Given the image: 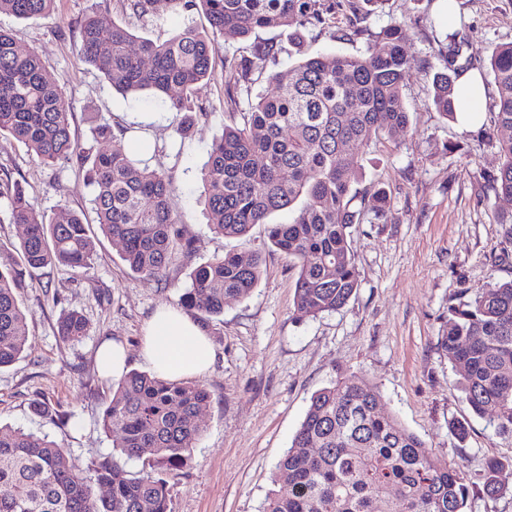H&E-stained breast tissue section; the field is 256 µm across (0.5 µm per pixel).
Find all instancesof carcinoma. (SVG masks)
Returning a JSON list of instances; mask_svg holds the SVG:
<instances>
[{
  "label": "carcinoma",
  "mask_w": 512,
  "mask_h": 512,
  "mask_svg": "<svg viewBox=\"0 0 512 512\" xmlns=\"http://www.w3.org/2000/svg\"><path fill=\"white\" fill-rule=\"evenodd\" d=\"M56 0H0V13L31 19ZM160 0H115L121 22L96 13L77 25L79 57L114 88L148 95L170 112H184L176 134L186 138L208 109L191 104L195 87L209 78L218 38H249L258 29H301L336 24V0H167L185 12L201 10L211 31L191 24L163 40L143 38L133 27L159 18ZM454 33L439 54L432 104L456 117L455 85L471 57ZM282 48L255 41L250 55L224 58V91L234 106L232 124L211 147L202 172L204 205L214 232L243 238L264 224L270 244L295 272L294 313L315 317L345 306L359 287L353 261V227L370 212L382 215L391 199L383 189L359 194L355 158L374 141L408 131L402 95L409 69L403 22L393 20L375 46L356 55L316 54L286 71H267ZM490 68L497 98L500 163L489 176L497 196L512 199V43L496 47ZM267 75L273 96L251 98L254 75ZM70 107L34 51L22 52L12 33L0 29V136L22 144L49 166L75 165L93 186L98 230L64 206L51 217L33 205L22 184L0 178V200L11 221L24 227L18 260L0 266V368L24 352L27 317L16 290L41 269L92 268L96 232L118 241L129 269L161 279L191 240L171 207L174 186L150 159L133 154L107 122L94 128L106 151L81 148L71 133ZM301 203L289 224L270 222L275 212ZM258 254L227 253L196 266L183 288V306L200 325L224 314L227 299L249 295L262 275ZM88 322L64 314L58 335L78 341ZM441 347L460 366L459 387L473 414L492 418L495 430L512 434V280L497 281L458 306L448 307ZM210 392L201 380L173 381L129 371L112 383L101 415L105 433L119 443L83 470L47 437L20 428L0 430V512H171L170 479L191 460L204 431L199 418ZM141 462L136 472L119 468L115 456ZM505 463L485 462L489 495L509 492L499 481ZM107 489L96 498L91 484ZM261 512H466L469 488L460 472L438 460L425 443L385 411L379 387L354 374L312 394L290 448L278 460Z\"/></svg>",
  "instance_id": "1"
}]
</instances>
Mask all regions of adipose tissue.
I'll use <instances>...</instances> for the list:
<instances>
[{"label":"adipose tissue","mask_w":512,"mask_h":512,"mask_svg":"<svg viewBox=\"0 0 512 512\" xmlns=\"http://www.w3.org/2000/svg\"><path fill=\"white\" fill-rule=\"evenodd\" d=\"M141 354L158 375L180 380L204 374L214 346L200 324L179 310L163 308L145 330Z\"/></svg>","instance_id":"adipose-tissue-1"}]
</instances>
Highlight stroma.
Returning <instances> with one entry per match:
<instances>
[{"label": "stroma", "mask_w": 512, "mask_h": 512, "mask_svg": "<svg viewBox=\"0 0 512 512\" xmlns=\"http://www.w3.org/2000/svg\"><path fill=\"white\" fill-rule=\"evenodd\" d=\"M93 12L116 17L113 0H57L52 11L34 19L0 14V28L13 33L20 50L42 56L68 98L72 133L82 146L92 145L93 128L103 120L117 133L149 125L154 139L170 143L154 164L174 182L172 208L192 241V258L171 266L165 280H148L123 263L119 243L102 236L89 272L57 267L27 280L18 291L27 345L18 360L0 368V423L49 436L82 466L109 453L113 439L100 418L112 381L97 370L98 346L119 343L128 369L149 371L141 356L145 327L158 309L180 308L193 266L228 252L258 253L265 263L257 288L228 299L223 315L210 323L215 359L202 380L211 398L200 413L204 432L193 459L172 483L173 512H260L275 464L290 447L312 394L343 373L376 383L386 409L438 459L466 474L467 512H512V435L495 433L470 412L456 384L459 370L440 346L449 306L488 283L512 279V239L494 221L495 210L512 209V200L496 198L487 182L499 166L498 150L488 140L496 96L489 56L512 42V0H385L354 41L312 27L298 49L289 29L256 32L254 39L281 45L275 64L281 71L305 55L357 53L391 20L406 23L410 68L403 94L411 130L360 155L356 185L363 194L384 188L391 207L367 216L353 233L360 275L355 294L339 310L304 319L293 313L294 274L271 249L265 225H255L243 239L218 235L200 201L199 172L214 138L233 119L222 105L224 60L248 55L251 41L230 33L221 38L213 73L194 93L195 103L209 112L182 139L174 133L179 114L153 98L122 96L79 59L76 22ZM455 31L466 35L471 66L486 86L474 122L446 118L432 105L438 54ZM3 170L45 215L66 204L95 223L93 190L75 168L45 166L23 145L0 138ZM70 310L89 325L77 342L64 341L56 330L59 316ZM36 400L46 401L48 413L32 414ZM457 420L469 424L466 441L450 430ZM491 458L505 461L499 480L509 494L484 492L483 467Z\"/></svg>", "instance_id": "obj_1"}]
</instances>
